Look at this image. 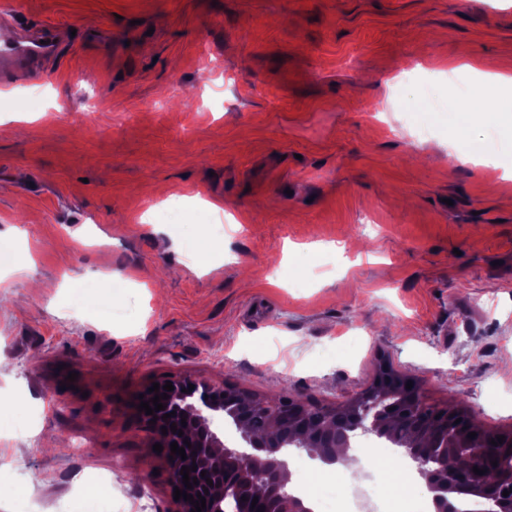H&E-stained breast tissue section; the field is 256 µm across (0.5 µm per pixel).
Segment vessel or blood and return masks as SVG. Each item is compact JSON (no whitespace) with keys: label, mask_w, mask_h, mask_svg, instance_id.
Here are the masks:
<instances>
[{"label":"vessel or blood","mask_w":512,"mask_h":512,"mask_svg":"<svg viewBox=\"0 0 512 512\" xmlns=\"http://www.w3.org/2000/svg\"><path fill=\"white\" fill-rule=\"evenodd\" d=\"M57 51V38L49 25L16 41L0 44V77L36 79L40 75L41 62Z\"/></svg>","instance_id":"1"}]
</instances>
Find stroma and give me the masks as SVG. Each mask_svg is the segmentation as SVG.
Wrapping results in <instances>:
<instances>
[{"mask_svg": "<svg viewBox=\"0 0 512 512\" xmlns=\"http://www.w3.org/2000/svg\"><path fill=\"white\" fill-rule=\"evenodd\" d=\"M0 512H173L137 403L191 374L341 401L381 360L512 432V0H0ZM39 106L27 108L29 97ZM432 131L416 138L415 127ZM180 199L178 224L160 223ZM219 211L203 209V202ZM76 373L73 388L64 382ZM40 40L46 41L41 44ZM54 27L42 25L31 35L0 44V77L10 83L16 77L34 80L40 76V63L58 52ZM9 77V78H7Z\"/></svg>", "mask_w": 512, "mask_h": 512, "instance_id": "35a3bbf8", "label": "stroma"}]
</instances>
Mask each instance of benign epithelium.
<instances>
[{
    "label": "benign epithelium",
    "mask_w": 512,
    "mask_h": 512,
    "mask_svg": "<svg viewBox=\"0 0 512 512\" xmlns=\"http://www.w3.org/2000/svg\"><path fill=\"white\" fill-rule=\"evenodd\" d=\"M174 390L165 391L159 382V393L169 395L160 400L165 409L153 411L147 420H156L149 425L164 448V462L174 486L192 496L205 493L206 507L202 512H226L227 491L224 477L233 478L239 493L231 512H309L304 501L289 490L290 472L288 450L291 448H316L315 457L326 464H336L345 457L336 452L338 448L351 447L352 436L374 434L388 438L394 434L393 420H409L429 409L421 389L414 385L410 389H398L396 385L404 379L388 366L381 367L374 383L366 390L331 405H319L302 396L287 397L279 402L255 398L250 409L273 414L268 431L258 435L251 429L247 417L232 413L227 419L240 433L243 445L227 446L212 429L213 417L224 412V400L242 395L239 389L231 388L224 382L184 375L170 381ZM194 389H189V385ZM313 407L318 411L319 421L337 429L338 435L331 441L311 439L306 434L286 433L294 421ZM176 415L163 419L170 412ZM186 425H181V420ZM176 424L183 431L178 435L170 430L162 433L161 428ZM462 426L444 428L436 435L418 438L409 431L400 441V447L416 464L418 475L432 493L435 512H459L457 495L464 491L478 494L486 503L488 512H512V453L505 456L502 449L492 448L488 440L498 436L492 430L467 428L476 432V437L461 438ZM190 444H185V441ZM185 448L186 458L172 454L171 443ZM496 456L499 464L493 474L477 475L473 467L488 469L491 457ZM197 466L189 471V477L197 484L187 488L183 483L182 467ZM206 476H201V472ZM213 485H208L207 480ZM509 492L503 496V492ZM257 503H252V500Z\"/></svg>",
    "instance_id": "1"
}]
</instances>
